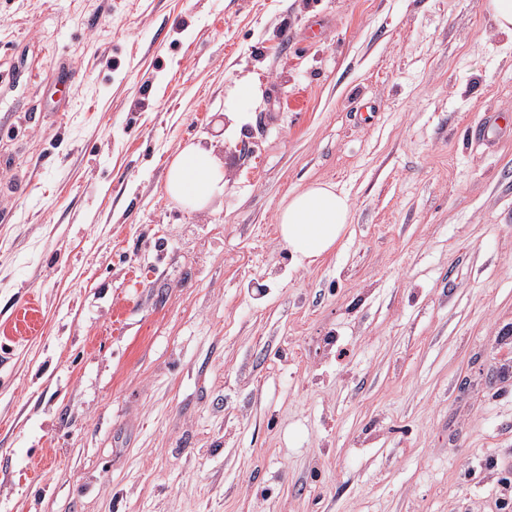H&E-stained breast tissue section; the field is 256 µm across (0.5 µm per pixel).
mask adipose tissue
I'll list each match as a JSON object with an SVG mask.
<instances>
[{"mask_svg":"<svg viewBox=\"0 0 512 512\" xmlns=\"http://www.w3.org/2000/svg\"><path fill=\"white\" fill-rule=\"evenodd\" d=\"M224 167L213 148L184 144L171 158L165 192L175 203L203 211L223 201ZM348 196L329 183L317 182L290 193L277 215V232L292 260L311 264L332 251L350 222Z\"/></svg>","mask_w":512,"mask_h":512,"instance_id":"1","label":"adipose tissue"}]
</instances>
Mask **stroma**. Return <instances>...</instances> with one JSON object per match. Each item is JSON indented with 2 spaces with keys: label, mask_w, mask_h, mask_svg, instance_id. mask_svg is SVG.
<instances>
[{
  "label": "stroma",
  "mask_w": 512,
  "mask_h": 512,
  "mask_svg": "<svg viewBox=\"0 0 512 512\" xmlns=\"http://www.w3.org/2000/svg\"><path fill=\"white\" fill-rule=\"evenodd\" d=\"M488 112L482 0H0V512H512ZM190 140L203 212L164 191ZM318 181L351 222L300 266L277 214ZM257 84L253 81L240 82L230 100L224 103V113L244 112L243 105L250 101L256 94ZM505 118L498 112L488 114L479 122L468 126V133L477 147H489L495 144L496 140L506 127ZM224 166L214 149L202 143H186L171 158L165 192L175 203L191 211H204L224 201Z\"/></svg>",
  "instance_id": "1"
}]
</instances>
